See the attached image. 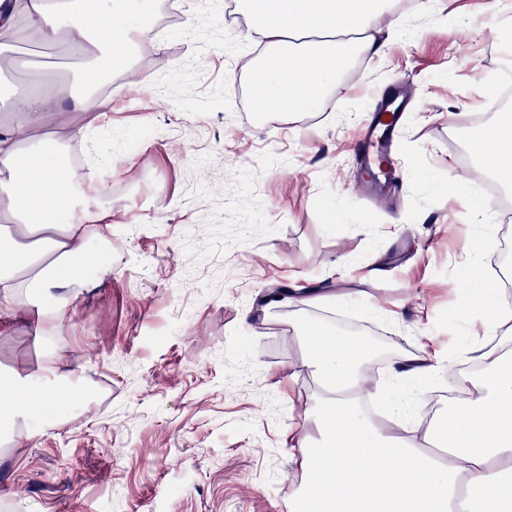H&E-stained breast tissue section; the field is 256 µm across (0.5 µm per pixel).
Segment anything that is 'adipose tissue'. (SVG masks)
I'll return each instance as SVG.
<instances>
[{
	"label": "adipose tissue",
	"instance_id": "obj_1",
	"mask_svg": "<svg viewBox=\"0 0 512 512\" xmlns=\"http://www.w3.org/2000/svg\"><path fill=\"white\" fill-rule=\"evenodd\" d=\"M267 46L279 51L276 66L257 71L258 103L266 111L292 114L314 109L321 94L336 86L341 45L374 53L369 35L384 0H243ZM154 0H106L107 27L96 26L81 0H20L30 38L67 39L89 55L81 84H38L36 97L11 103V111L95 112L106 104L97 94L98 64L125 68L138 20ZM348 33L347 43L336 36ZM21 124L0 127V319L35 320L46 328L70 311L83 286L81 270L95 266L87 249L100 237L95 224H60V209L72 197L70 179L57 156V141L45 134L23 142ZM489 171L512 187V125L499 121L483 150ZM462 298L482 318L481 338L466 341L448 357L426 348L407 351L391 366L396 380H418L454 370L458 358L475 361L478 375H461L464 411L416 426L403 436L367 420L358 408L366 377L364 351L349 337L316 326L304 339L307 362L324 395L314 430L288 438L301 471L291 512H448L460 497L462 512H512V342L500 335L512 321L500 291L474 262L466 266ZM73 377L54 365L37 376L0 371V443L22 424L54 427L49 406L72 388Z\"/></svg>",
	"mask_w": 512,
	"mask_h": 512
}]
</instances>
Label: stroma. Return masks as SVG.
<instances>
[{
    "label": "stroma",
    "mask_w": 512,
    "mask_h": 512,
    "mask_svg": "<svg viewBox=\"0 0 512 512\" xmlns=\"http://www.w3.org/2000/svg\"><path fill=\"white\" fill-rule=\"evenodd\" d=\"M406 13L401 33L389 16ZM157 36L140 39L125 90L97 112H48L27 136L59 146L84 128L72 192L80 216L104 213L112 261L72 311L39 330L0 334V368L39 372L47 355L74 371L52 429L0 447V512H278L300 472L288 436L312 429L321 392L291 308L267 311L281 286L338 288L311 310L394 336L372 356L385 372L401 350L454 351L482 333L458 292L463 250L486 256L488 225L467 196L478 179L449 137L512 71V0H388L373 25L379 53L356 57L340 91L313 111L251 113L257 38L239 0H157ZM163 50H156V43ZM62 59L26 38L0 54V94L31 81L14 60ZM406 81L396 204H371L354 146L377 101Z\"/></svg>",
    "instance_id": "1"
}]
</instances>
